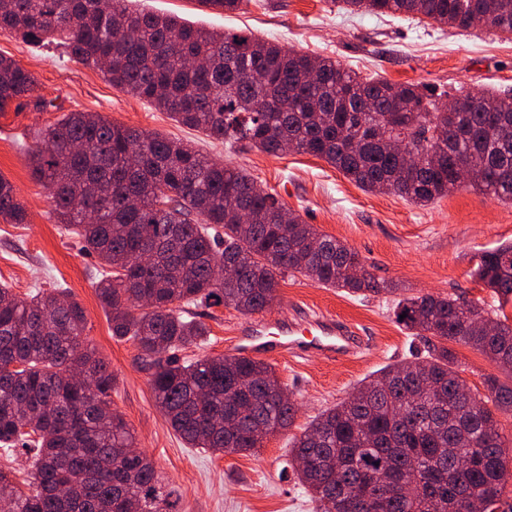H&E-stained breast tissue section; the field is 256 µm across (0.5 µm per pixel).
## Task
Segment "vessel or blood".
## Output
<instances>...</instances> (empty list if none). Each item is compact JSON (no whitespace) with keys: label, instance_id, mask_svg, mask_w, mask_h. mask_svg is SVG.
Instances as JSON below:
<instances>
[{"label":"vessel or blood","instance_id":"1","mask_svg":"<svg viewBox=\"0 0 512 512\" xmlns=\"http://www.w3.org/2000/svg\"><path fill=\"white\" fill-rule=\"evenodd\" d=\"M357 339L352 326L326 314L277 322L252 319L240 329L236 349L247 357L286 351L335 359L350 356Z\"/></svg>","mask_w":512,"mask_h":512}]
</instances>
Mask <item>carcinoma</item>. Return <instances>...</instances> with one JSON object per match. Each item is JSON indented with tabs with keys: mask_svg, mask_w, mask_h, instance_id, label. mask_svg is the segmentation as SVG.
<instances>
[{
	"mask_svg": "<svg viewBox=\"0 0 512 512\" xmlns=\"http://www.w3.org/2000/svg\"><path fill=\"white\" fill-rule=\"evenodd\" d=\"M135 0H0V31L56 42L112 85L150 101L174 121L231 146L279 155L293 146L323 159L366 191L420 206L469 185L512 197V98L439 96L415 84L362 79L330 57H313L245 31L194 27L132 7ZM351 13L422 16L512 35V0H342ZM44 105L32 73L0 55V112ZM421 159L410 166L391 142ZM32 177L50 191L57 223L74 231L102 271L97 294L112 336L132 339L158 406L190 448L254 452L289 427L293 401L267 363L242 356L183 360L208 335L189 306L224 305L244 315L277 299L297 273L350 294L394 293L354 248L320 232L242 169L192 144L70 112L29 153ZM0 219L27 212L0 175ZM512 243L486 251L474 281L498 297L430 294L396 301L406 330L438 343L423 362L384 368L325 409L291 442L297 477L317 512H461L459 499L512 512L498 417L512 415V383L483 377L471 410L455 393L448 343L481 352L512 379ZM405 318H400V315ZM494 322L488 335L473 320ZM85 311L65 289L21 297L0 284V447L33 453L22 490L0 472L7 512H178L173 488L111 408L115 377L84 336ZM417 479L413 495H381L382 483Z\"/></svg>",
	"mask_w": 512,
	"mask_h": 512,
	"instance_id": "obj_1",
	"label": "carcinoma"
}]
</instances>
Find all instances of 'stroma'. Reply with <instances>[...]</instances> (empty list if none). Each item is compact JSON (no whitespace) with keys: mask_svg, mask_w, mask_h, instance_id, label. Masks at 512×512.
<instances>
[{"mask_svg":"<svg viewBox=\"0 0 512 512\" xmlns=\"http://www.w3.org/2000/svg\"><path fill=\"white\" fill-rule=\"evenodd\" d=\"M145 6L198 27L247 30L287 48L330 57L364 78L426 85L452 98L487 91L512 95V38L484 24L461 30L349 13L340 0H244L233 14L201 7L198 0H145ZM0 55L33 73L46 103L40 110L27 106L0 112V174L11 181L27 211L26 223L0 220V284L22 297L65 288L82 305L85 334L116 378L112 407L131 427L138 450L177 490L179 512H315L288 455L292 438L385 367L425 359L432 339L396 322L392 296H353L299 275L286 276L265 318L335 316L359 333L360 350L336 360L289 353L271 358L297 413L289 428L270 436L257 452L217 456L186 447L156 403L138 348L112 335L96 292L97 259L57 223L48 190L31 176L29 149L66 113L98 112L117 124L192 143L209 158L244 169L307 223L358 250L378 280L397 283L409 295L478 298L486 309H503L512 318V304L500 305L471 277L481 253L512 241V200L491 198L468 185L427 206L368 192L309 154L230 150L112 86L63 47L35 46L0 32ZM189 312L209 334L203 344L183 349L181 358L234 355L233 342L246 315L222 305L193 306ZM451 349L460 376L475 394L484 395L483 377L497 373L496 364L467 345L455 343Z\"/></svg>","mask_w":512,"mask_h":512,"instance_id":"1","label":"stroma"}]
</instances>
